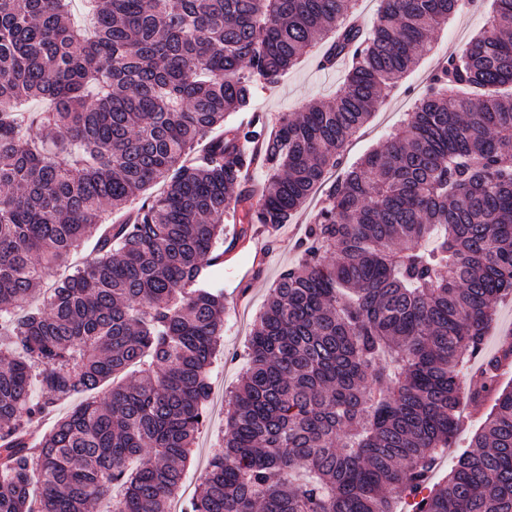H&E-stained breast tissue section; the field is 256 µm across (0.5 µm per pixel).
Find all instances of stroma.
I'll return each mask as SVG.
<instances>
[{"label":"stroma","instance_id":"35a3bbf8","mask_svg":"<svg viewBox=\"0 0 512 512\" xmlns=\"http://www.w3.org/2000/svg\"><path fill=\"white\" fill-rule=\"evenodd\" d=\"M491 21L488 0H480L470 11L457 14L433 36V49L402 79L386 99L383 108L374 113L364 130L351 142L343 165L351 167L366 152L387 140L412 106L415 92L424 90L433 73L449 53L462 51L469 40ZM321 41L303 55L296 65L277 83L258 84L251 109L263 113L267 125H276L282 113L300 112L316 101L332 99L342 85L345 69L325 71L317 67V59L328 48ZM315 204H307L291 220L280 225L273 234L238 243L225 254L217 274L224 287V338L210 368L212 404L198 434L194 450L186 466L183 481L197 488L202 471L219 448V437L225 430L228 397L245 369L244 348L252 332L256 316L269 296L270 289L282 269L298 259L297 245L315 214Z\"/></svg>","mask_w":512,"mask_h":512}]
</instances>
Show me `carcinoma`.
Wrapping results in <instances>:
<instances>
[{
  "label": "carcinoma",
  "mask_w": 512,
  "mask_h": 512,
  "mask_svg": "<svg viewBox=\"0 0 512 512\" xmlns=\"http://www.w3.org/2000/svg\"><path fill=\"white\" fill-rule=\"evenodd\" d=\"M71 2L0 0V512H169L224 334V218L244 240L318 192L184 512H396L399 492L408 512H512L511 341L473 377L480 431L426 489L512 296V0L334 178L458 0H378L368 31L357 0H92L91 38ZM333 29L352 45L333 99L212 136ZM259 139L253 203L233 191ZM512 327V299H506L499 305L494 321L489 327L485 338V353L495 352L507 337V329ZM80 401L81 400L79 398H68L58 402L53 414L39 420L38 422H34L31 425L30 430H33L34 433L31 441L33 443H38L49 431L55 419L72 411Z\"/></svg>",
  "instance_id": "cac0c4a2"
}]
</instances>
